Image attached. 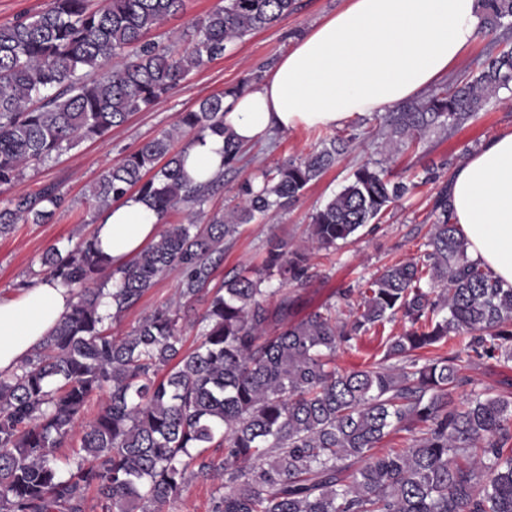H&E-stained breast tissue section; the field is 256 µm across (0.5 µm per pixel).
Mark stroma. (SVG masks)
<instances>
[{"instance_id":"35a3bbf8","label":"stroma","mask_w":512,"mask_h":512,"mask_svg":"<svg viewBox=\"0 0 512 512\" xmlns=\"http://www.w3.org/2000/svg\"><path fill=\"white\" fill-rule=\"evenodd\" d=\"M300 3L299 11L252 34L221 58L195 70L149 111L135 113L124 126L103 137L82 142L42 167L28 170L12 188L0 191V207H4L12 197L37 192L53 183L71 203L69 209L57 212L46 223H21L11 235L0 238V298L12 297L20 282L34 279L40 273L41 258L47 249L55 247L64 252L82 238L91 236L97 219L88 207L86 195L105 167L142 140L171 128L181 112L190 110L201 99L246 83L254 73L268 71L288 51L295 36L336 13L344 0H300ZM382 122L381 113L375 112L340 127V135H355L352 149L318 181L310 184L288 210L269 211L242 225L235 237L225 239L224 263L215 272V283L261 264L270 235L284 237L294 245L301 244L306 238L311 213L337 193L352 170L367 160L388 157L393 178L406 182L422 173L424 167L440 164L446 158L452 159L454 165H461L468 154L487 139L512 129V94H501L462 129L453 133L430 129L420 139L392 154L385 152L379 135ZM315 143L313 129L302 126L274 133L251 146L243 161L225 172L224 186L211 198L208 210L221 211L233 206L247 178L274 168L288 158L307 154ZM437 190L434 183L416 187L392 204L379 223L368 225L357 240L344 245L336 254H313L311 279L304 286L287 288L294 302L295 318H302L312 308L325 303L340 304L343 289L365 287L385 265L418 256V248L433 222L431 203ZM179 279L175 270L159 277L138 304L114 323V332L120 335L129 332L142 317L173 301ZM401 330V322L394 321L387 323L383 332L361 336L355 342V350L337 352V366L351 369L380 358L384 338ZM465 373L473 380L476 390L512 393V359L470 363Z\"/></svg>"}]
</instances>
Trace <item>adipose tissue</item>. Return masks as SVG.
<instances>
[{"mask_svg": "<svg viewBox=\"0 0 512 512\" xmlns=\"http://www.w3.org/2000/svg\"><path fill=\"white\" fill-rule=\"evenodd\" d=\"M477 0H345L247 89L224 101V125L241 145L299 126L333 128L419 96L455 71L480 36ZM224 138L195 137L184 169L196 183L224 170ZM448 193L469 257L512 285V130L486 141L455 171ZM161 221L126 195L95 227L121 266L156 241ZM71 289L37 279L0 300V373L9 374L69 314Z\"/></svg>", "mask_w": 512, "mask_h": 512, "instance_id": "obj_1", "label": "adipose tissue"}]
</instances>
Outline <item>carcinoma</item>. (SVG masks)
Here are the masks:
<instances>
[{"label":"carcinoma","instance_id":"obj_1","mask_svg":"<svg viewBox=\"0 0 512 512\" xmlns=\"http://www.w3.org/2000/svg\"><path fill=\"white\" fill-rule=\"evenodd\" d=\"M482 35L512 20V0H479ZM185 0H51L0 24V186L151 109L192 71L244 37L299 10V0H216L192 23V48L147 39ZM180 113L176 128L106 167L87 203L96 215L134 190L164 230L122 268L94 238L48 249L46 276L73 288L70 313L9 376L0 375V512H166L188 482L221 481L211 512H512V396L458 391L459 363L512 358V287L470 259L452 221L448 183L433 200L420 255L392 263L359 292L353 318L333 304L294 319L288 295L260 300L273 278L301 282L313 253L351 242L415 184L383 161L360 165L310 215L307 245L277 235L251 274L211 289L224 239L272 209H286L347 151L325 137L306 156L261 171L229 211L205 210L223 177L192 185L179 137L224 132V98ZM512 92V48L488 55L425 103L385 116V145L432 127L451 132ZM54 184L0 208V236L66 207ZM180 272L177 300L124 336L112 324L157 279ZM109 296L112 311L100 312ZM209 296L198 342L183 349L180 321ZM401 317L382 358L336 368V351ZM106 402L91 418L85 408ZM412 446L377 453L390 435ZM71 445L65 462L58 449Z\"/></svg>","mask_w":512,"mask_h":512}]
</instances>
